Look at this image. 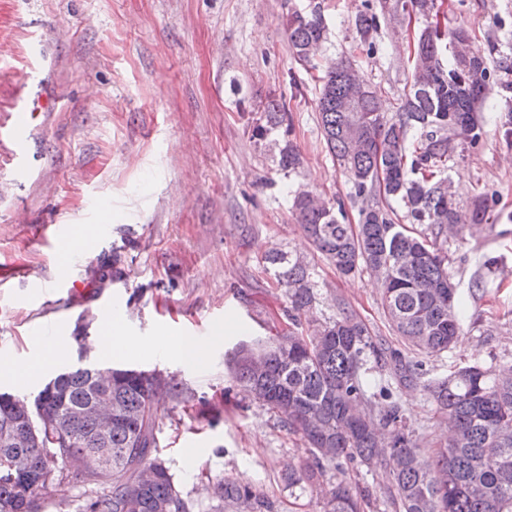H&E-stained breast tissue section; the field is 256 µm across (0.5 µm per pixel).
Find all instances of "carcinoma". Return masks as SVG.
<instances>
[{
    "label": "carcinoma",
    "instance_id": "carcinoma-1",
    "mask_svg": "<svg viewBox=\"0 0 512 512\" xmlns=\"http://www.w3.org/2000/svg\"><path fill=\"white\" fill-rule=\"evenodd\" d=\"M380 11L367 3L354 19L360 43L376 49L380 15L417 17L424 27L413 43L411 88L394 115L380 111L373 92L346 109L353 64L329 65L320 80L321 132L333 160L351 184L349 199L358 209V224L346 223L343 202L331 203L299 188L292 208L312 248L343 275L369 271L380 287V302L391 330L406 350L417 355L448 351L459 337L465 297L452 282L448 257L427 235L400 222L391 202H399L411 224L430 229L458 224H485L497 206L496 195H484L466 216L453 201L450 181L440 176L448 143L459 138L471 145L483 137L477 105L492 85L512 104V80L503 81L467 29L441 25L437 0H393ZM321 6L288 16V39L299 61L311 62L326 39ZM361 134L351 136L354 120ZM282 138L269 140L276 131ZM418 135L413 149L408 134ZM251 138L271 141L278 170L288 177L302 165L289 139L292 120L284 102L270 98L250 125ZM387 186L379 190V174ZM264 263L273 269L288 300V328L262 340L239 345L227 360L232 381L248 397L280 419L282 427L301 436L306 455L288 466V487L319 488L326 467L336 480L321 494L322 512H365L369 495L353 487L348 470L376 469L387 457L393 471L384 491L391 512H512V366L494 374L478 362L458 367L444 378L424 384L436 414L448 419L453 434L430 453L420 449L406 430L397 389L418 379L422 363L398 349L383 347L370 328L345 311L300 331L299 314L316 300V284L300 256L271 249ZM380 379L370 381L373 370ZM172 379L130 375L112 369V434L108 456L98 455L97 416L71 412L89 404L95 392L91 368L67 372L56 393L38 392L33 418L0 402V429L15 421L24 426L39 416L56 420L68 436L60 445L41 430L26 444L0 443V512H43L36 494L47 483L45 472L62 458L98 461L101 483L108 490L86 487L77 512H200L184 495L165 463L151 457L156 447V397L176 393ZM379 397L391 403L376 415ZM143 471L155 473L148 487ZM208 512H278L259 488L235 477L216 480Z\"/></svg>",
    "mask_w": 512,
    "mask_h": 512
}]
</instances>
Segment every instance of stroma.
Returning a JSON list of instances; mask_svg holds the SVG:
<instances>
[{"label":"stroma","mask_w":512,"mask_h":512,"mask_svg":"<svg viewBox=\"0 0 512 512\" xmlns=\"http://www.w3.org/2000/svg\"><path fill=\"white\" fill-rule=\"evenodd\" d=\"M321 5L328 39L317 61L350 60L393 114L409 90L408 45L422 21L383 17L374 54L363 50L353 20L365 0H0V39L24 45L44 34L48 84L58 108L38 116L26 172H16L0 146V357L28 362L43 322L59 325L67 349L47 376L79 367L74 329L88 321L95 336L105 310L151 343L192 336L205 348L193 365L150 351L122 365L159 371L183 390L161 397L154 454L183 491L209 505L216 478L259 485L279 512H320L315 492L289 490L283 475L304 453L298 435L246 397L229 377L225 355L288 323V301L263 255L280 248L303 255L316 283L308 316L345 310L383 344L402 342L390 329L376 281L345 276L315 253L292 212L303 186L328 200H347L319 127L317 68L301 64L288 41L289 10ZM443 21L466 26L475 48L512 61V0H445ZM286 103L291 138L303 165L279 172L267 144L249 126L268 98ZM477 146L453 140L446 176L464 178L455 201L469 211L484 194L499 196L505 216L440 237L448 271L473 290L456 344L423 358L426 378L481 362L512 365V145L490 112ZM108 210L111 225L75 265L59 266L62 244L48 226L71 231ZM118 258L122 280L97 288L101 260ZM71 278L78 290L54 291ZM406 426L430 450L444 423L421 383L404 387Z\"/></svg>","instance_id":"1"}]
</instances>
